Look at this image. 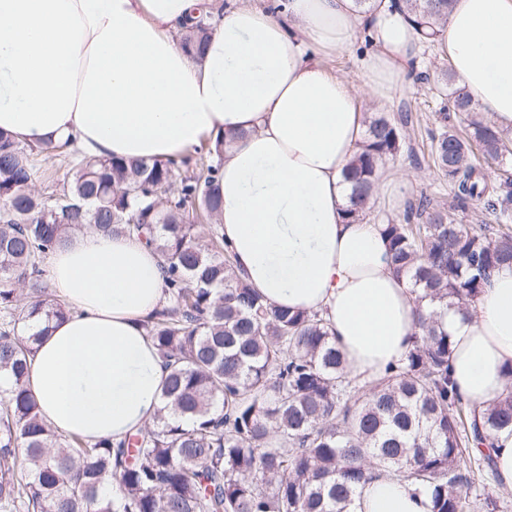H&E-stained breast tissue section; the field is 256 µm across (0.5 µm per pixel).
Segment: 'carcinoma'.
Here are the masks:
<instances>
[{
  "mask_svg": "<svg viewBox=\"0 0 512 512\" xmlns=\"http://www.w3.org/2000/svg\"><path fill=\"white\" fill-rule=\"evenodd\" d=\"M404 3L426 40L443 35L452 0ZM207 30L202 17L185 49L202 54ZM434 89L443 106L430 154L448 197L423 195L383 230L394 272L413 288L418 333L400 364L361 383L319 313L264 301L219 233L199 242L200 224L219 223L223 143L148 162L24 145L0 131V512H349L376 473L427 491L432 512H476L470 488L494 477L489 448L512 432V391L483 413L459 394L436 307L476 302L492 273L512 265V233L501 230L512 223V178L492 167L512 151L451 69ZM408 121L368 116L345 175L347 218L372 211ZM62 155L71 178L36 190L37 163ZM468 200L486 201L496 224L458 220ZM86 226L154 248L169 296L147 326L169 368L164 405L115 443L58 433L28 387L35 344L69 313L47 291L44 262Z\"/></svg>",
  "mask_w": 512,
  "mask_h": 512,
  "instance_id": "1",
  "label": "carcinoma"
}]
</instances>
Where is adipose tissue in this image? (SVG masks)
I'll use <instances>...</instances> for the list:
<instances>
[{
    "mask_svg": "<svg viewBox=\"0 0 512 512\" xmlns=\"http://www.w3.org/2000/svg\"><path fill=\"white\" fill-rule=\"evenodd\" d=\"M214 0H0V130L18 142L74 140L104 157L166 161L223 139L218 230L268 302L318 312L354 376L378 377L413 346L415 302L381 225L345 219L343 172L370 105L384 106L419 49L390 0H286L280 13ZM210 13L202 57L176 34ZM369 30L357 80L324 57ZM441 48L458 81L512 134V0H455ZM70 309L36 346L29 386L62 434L121 439L161 407L167 370L145 326L167 302L158 254L132 235L76 233L50 256ZM458 392L486 409L512 387V267L469 315L442 309ZM388 476L351 512H429Z\"/></svg>",
    "mask_w": 512,
    "mask_h": 512,
    "instance_id": "ef3b65f1",
    "label": "adipose tissue"
}]
</instances>
